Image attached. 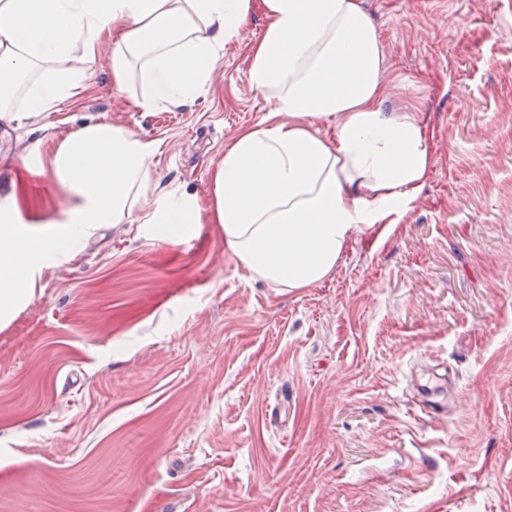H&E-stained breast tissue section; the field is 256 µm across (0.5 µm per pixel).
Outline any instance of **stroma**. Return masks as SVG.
<instances>
[{
  "label": "stroma",
  "mask_w": 512,
  "mask_h": 512,
  "mask_svg": "<svg viewBox=\"0 0 512 512\" xmlns=\"http://www.w3.org/2000/svg\"><path fill=\"white\" fill-rule=\"evenodd\" d=\"M382 107L418 109L431 176L388 236L300 290L254 280L217 224H112L0 331V512H512V0H362ZM254 12L189 108L145 112L102 49L81 96L0 124V182L87 119L159 142L158 190L210 176L273 102ZM445 379L433 415L418 377Z\"/></svg>",
  "instance_id": "35a3bbf8"
}]
</instances>
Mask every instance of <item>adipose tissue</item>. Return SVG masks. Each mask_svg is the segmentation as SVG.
<instances>
[{
    "label": "adipose tissue",
    "instance_id": "obj_1",
    "mask_svg": "<svg viewBox=\"0 0 512 512\" xmlns=\"http://www.w3.org/2000/svg\"><path fill=\"white\" fill-rule=\"evenodd\" d=\"M256 9L268 25L250 81L274 99L272 121L226 147L208 205L177 185L157 192V144L101 122L37 159L63 202L27 220L22 191L0 193V330L105 224L138 220L175 238L210 221L252 278L299 290L326 278L362 227L413 209L432 168L428 126L421 113L382 109L384 49L361 0H0V123L74 99L87 80L76 61L105 46L116 90L141 60L143 111L193 105ZM322 118L335 120V141L312 129Z\"/></svg>",
    "mask_w": 512,
    "mask_h": 512
}]
</instances>
